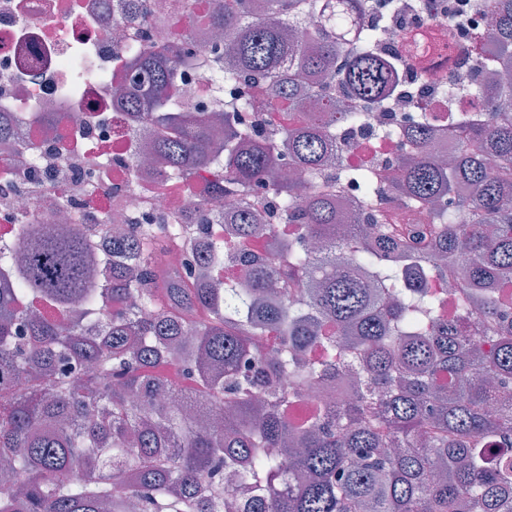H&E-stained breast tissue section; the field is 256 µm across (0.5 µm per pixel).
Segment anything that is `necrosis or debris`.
I'll return each instance as SVG.
<instances>
[{
	"instance_id": "necrosis-or-debris-1",
	"label": "necrosis or debris",
	"mask_w": 512,
	"mask_h": 512,
	"mask_svg": "<svg viewBox=\"0 0 512 512\" xmlns=\"http://www.w3.org/2000/svg\"><path fill=\"white\" fill-rule=\"evenodd\" d=\"M366 22L381 31L377 53L395 79L381 107L336 90L340 112H363L360 125H340L327 168H381L412 154L414 117L434 122V154L453 153L457 113L481 108L483 76L468 45L495 35L483 0H370ZM127 0H0V246L16 247L22 224H69L100 247L113 230L167 223L172 184L146 165L155 130L130 123L115 95L122 73ZM180 218L195 242L216 209L182 186Z\"/></svg>"
}]
</instances>
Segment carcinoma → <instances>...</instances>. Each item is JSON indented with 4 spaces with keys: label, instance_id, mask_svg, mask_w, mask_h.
I'll use <instances>...</instances> for the list:
<instances>
[{
    "label": "carcinoma",
    "instance_id": "obj_1",
    "mask_svg": "<svg viewBox=\"0 0 512 512\" xmlns=\"http://www.w3.org/2000/svg\"><path fill=\"white\" fill-rule=\"evenodd\" d=\"M367 0H208L203 21L224 33L209 54L190 36L128 51L146 87L125 98L129 116L156 132L163 170L237 196L216 219L232 232L196 251L194 270L171 286L152 278L160 236L188 246L176 223L112 236L102 266L79 232L22 231L20 255L0 248V512H512V96L509 75L489 72L483 112L461 126L448 166L436 162L427 118L413 123L414 159L398 161L394 194L429 213L424 227L371 224L365 275L335 251L308 243L336 225L337 176L324 169L332 122L305 112L318 96L283 76L297 66L343 92L383 103L391 66L378 31L359 20ZM512 53V0H485ZM307 15L305 44L289 21ZM201 71L219 93L211 111L176 95L179 69ZM288 104V145L248 116ZM343 178L375 202L387 189ZM275 248L276 224L300 232L277 260L244 248L256 237L255 199ZM434 252L448 264L413 271ZM239 259L243 278L216 279L213 265ZM457 278L453 311L429 292ZM48 306L34 315L21 297ZM281 346L263 354L269 333ZM491 343L490 350L483 344ZM363 393L290 409L302 386L336 368V351ZM177 365L209 405L199 424L181 383L156 370Z\"/></svg>",
    "mask_w": 512,
    "mask_h": 512
}]
</instances>
